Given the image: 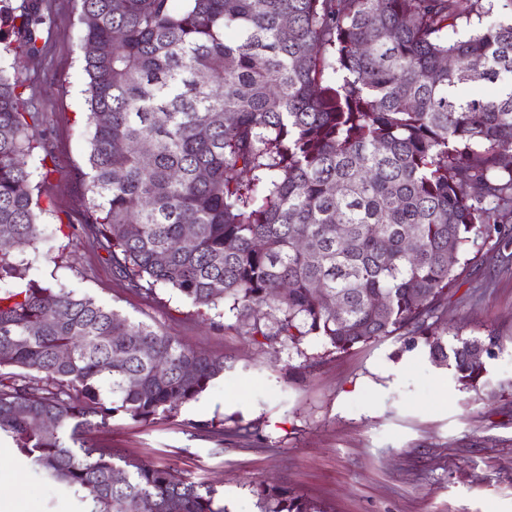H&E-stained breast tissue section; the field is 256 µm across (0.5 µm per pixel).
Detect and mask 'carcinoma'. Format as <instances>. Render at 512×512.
<instances>
[{
    "label": "carcinoma",
    "instance_id": "obj_1",
    "mask_svg": "<svg viewBox=\"0 0 512 512\" xmlns=\"http://www.w3.org/2000/svg\"><path fill=\"white\" fill-rule=\"evenodd\" d=\"M485 2L81 0L92 236L136 287L230 301L274 354L399 336L480 393L470 356L496 337L450 346L438 324L478 241L512 249V22L459 35ZM50 23L40 0H0V57L38 55ZM23 87L0 65V433L85 512H224L214 486L85 439L172 417L224 359L29 278L47 236ZM253 493L260 512H326Z\"/></svg>",
    "mask_w": 512,
    "mask_h": 512
}]
</instances>
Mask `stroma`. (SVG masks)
<instances>
[{
	"label": "stroma",
	"mask_w": 512,
	"mask_h": 512,
	"mask_svg": "<svg viewBox=\"0 0 512 512\" xmlns=\"http://www.w3.org/2000/svg\"><path fill=\"white\" fill-rule=\"evenodd\" d=\"M52 24L42 52L19 58L24 97L49 155L33 193L50 236V258L30 272L39 283L88 296L169 330L189 348L224 360V373L172 418L139 424L114 417L88 434L131 463H152L233 495L236 512H258L255 482L269 480L332 512H512V260L493 242L448 293L443 318L463 338L499 340L486 360L494 396L459 390L425 348L400 353L396 336L331 352L310 338L304 354L258 347L228 303L198 312L173 290L148 294L119 276L84 230L87 134L77 39L80 0H42ZM224 428L199 432L195 422ZM0 492L17 512H80L73 493L45 478L0 436Z\"/></svg>",
	"instance_id": "stroma-1"
}]
</instances>
